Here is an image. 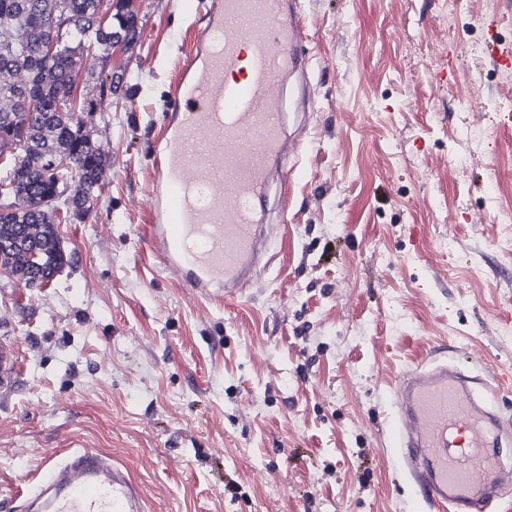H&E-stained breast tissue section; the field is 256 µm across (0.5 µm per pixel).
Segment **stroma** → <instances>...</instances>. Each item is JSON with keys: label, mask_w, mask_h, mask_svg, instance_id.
<instances>
[{"label": "stroma", "mask_w": 512, "mask_h": 512, "mask_svg": "<svg viewBox=\"0 0 512 512\" xmlns=\"http://www.w3.org/2000/svg\"><path fill=\"white\" fill-rule=\"evenodd\" d=\"M210 0H133L110 107L82 85L105 185L58 224L46 287L0 271V502L73 445L124 464L150 512H449L418 499L389 429L432 342L512 369L501 210L512 209L507 0H300L311 65L281 80L303 139L257 208L269 256L238 299L204 305L147 239L159 134ZM502 16L490 28L486 19ZM20 352L16 342L0 341V388L12 386L20 372Z\"/></svg>", "instance_id": "obj_1"}]
</instances>
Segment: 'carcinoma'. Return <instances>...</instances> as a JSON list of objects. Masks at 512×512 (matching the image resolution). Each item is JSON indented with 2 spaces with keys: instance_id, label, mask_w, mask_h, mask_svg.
<instances>
[{
  "instance_id": "1",
  "label": "carcinoma",
  "mask_w": 512,
  "mask_h": 512,
  "mask_svg": "<svg viewBox=\"0 0 512 512\" xmlns=\"http://www.w3.org/2000/svg\"><path fill=\"white\" fill-rule=\"evenodd\" d=\"M102 2L0 0V76L24 75L19 83L0 79V129L15 136L0 146V154L9 152L13 162L0 184L11 180L18 196L15 206L0 208V241L10 245L0 255V266L27 288L46 287L65 263L52 204L61 200L66 210L86 214L107 178L106 161L83 131L81 117L54 108L81 77L99 82L103 91L115 86L107 68L112 47L134 42L137 14L130 0H116L115 12L104 23ZM61 4L69 22L44 32L59 43L58 52L46 56L27 31ZM59 157L71 158L72 167L53 169Z\"/></svg>"
}]
</instances>
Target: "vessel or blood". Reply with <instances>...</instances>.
I'll use <instances>...</instances> for the list:
<instances>
[{
    "label": "vessel or blood",
    "instance_id": "vessel-or-blood-1",
    "mask_svg": "<svg viewBox=\"0 0 512 512\" xmlns=\"http://www.w3.org/2000/svg\"><path fill=\"white\" fill-rule=\"evenodd\" d=\"M301 15L288 0H211L181 68L160 140L148 239L163 269L197 299L237 296L261 248L256 203L282 149L276 87L301 59ZM16 342L0 341V388L20 372ZM480 380L447 364L418 366L400 388L391 446L424 500L453 512L501 505L500 448L512 420L496 410L512 371ZM8 512H149L123 464L96 448L47 457L38 483Z\"/></svg>",
    "mask_w": 512,
    "mask_h": 512
}]
</instances>
